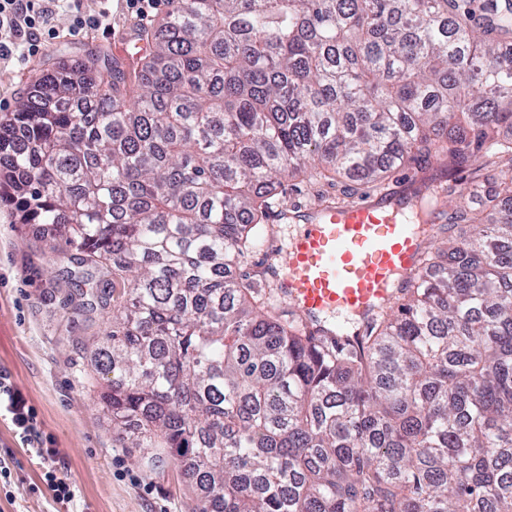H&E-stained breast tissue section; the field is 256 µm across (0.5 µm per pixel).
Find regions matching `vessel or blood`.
<instances>
[{
    "mask_svg": "<svg viewBox=\"0 0 512 512\" xmlns=\"http://www.w3.org/2000/svg\"><path fill=\"white\" fill-rule=\"evenodd\" d=\"M408 213V202L393 190L378 200L296 212L289 249H270L266 271L303 312L320 320L335 313L362 320L418 271L426 236Z\"/></svg>",
    "mask_w": 512,
    "mask_h": 512,
    "instance_id": "obj_1",
    "label": "vessel or blood"
}]
</instances>
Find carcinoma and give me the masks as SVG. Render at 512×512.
<instances>
[{
  "mask_svg": "<svg viewBox=\"0 0 512 512\" xmlns=\"http://www.w3.org/2000/svg\"><path fill=\"white\" fill-rule=\"evenodd\" d=\"M129 67L47 71L0 118V185L85 284L122 448H168L200 512H512V0H171ZM449 198L419 273L311 331L250 260L284 179L372 184L430 158Z\"/></svg>",
  "mask_w": 512,
  "mask_h": 512,
  "instance_id": "1",
  "label": "carcinoma"
}]
</instances>
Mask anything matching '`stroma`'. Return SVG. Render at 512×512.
I'll return each mask as SVG.
<instances>
[{"instance_id":"obj_1","label":"stroma","mask_w":512,"mask_h":512,"mask_svg":"<svg viewBox=\"0 0 512 512\" xmlns=\"http://www.w3.org/2000/svg\"><path fill=\"white\" fill-rule=\"evenodd\" d=\"M169 0L148 18L116 5L110 26L72 29L67 9L27 65L0 61V113L15 111L30 86L56 63L105 52L130 62L125 47L159 23ZM16 204L0 199V369L34 409L39 428L59 450L58 477L76 490V512H198V495L179 457L158 449L146 465L139 448L119 447L98 404L106 382L89 345L109 325L105 310L82 308L66 269L34 228L15 220ZM12 454L10 483L0 482V512H56L43 468L32 461L11 422L0 417V456Z\"/></svg>"}]
</instances>
